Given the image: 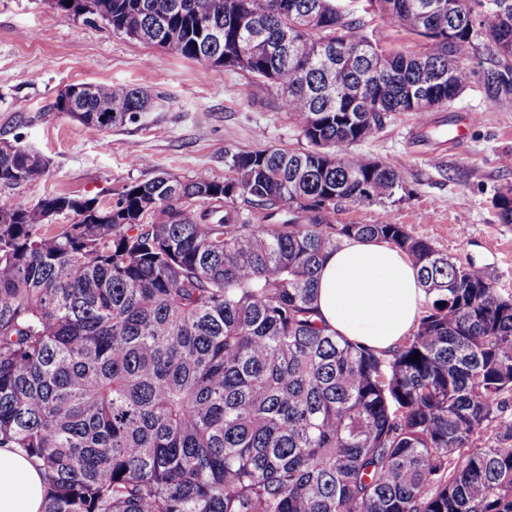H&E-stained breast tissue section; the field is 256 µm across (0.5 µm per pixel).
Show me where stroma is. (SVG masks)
<instances>
[{
    "label": "stroma",
    "mask_w": 512,
    "mask_h": 512,
    "mask_svg": "<svg viewBox=\"0 0 512 512\" xmlns=\"http://www.w3.org/2000/svg\"><path fill=\"white\" fill-rule=\"evenodd\" d=\"M361 31L390 52L418 51L421 41L367 0H342ZM472 78L451 106L420 125L411 112L391 117L358 153L395 169L403 189L382 203H345L335 224L394 219L438 250L482 269L512 293V224L497 195L512 186V96L493 97L492 73L504 58L469 49ZM73 83L140 88L152 112L117 129L88 128L46 107ZM478 121L467 125V114ZM463 136H456V127ZM17 141L50 160L39 182L10 189L17 202L66 192L116 202L125 187L168 172L182 180L231 177V158L266 148L303 151L309 144L271 95L248 75L178 58L114 34L98 18L57 14L52 0H0V140Z\"/></svg>",
    "instance_id": "stroma-1"
}]
</instances>
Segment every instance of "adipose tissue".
Wrapping results in <instances>:
<instances>
[{
    "mask_svg": "<svg viewBox=\"0 0 512 512\" xmlns=\"http://www.w3.org/2000/svg\"><path fill=\"white\" fill-rule=\"evenodd\" d=\"M427 296L417 269L399 249L376 239H348L324 259L315 304L331 331L386 351L419 322ZM41 472L23 454L0 448V512H43Z\"/></svg>",
    "mask_w": 512,
    "mask_h": 512,
    "instance_id": "adipose-tissue-1",
    "label": "adipose tissue"
}]
</instances>
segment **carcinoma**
Masks as SVG:
<instances>
[{"label":"carcinoma","mask_w":512,"mask_h":512,"mask_svg":"<svg viewBox=\"0 0 512 512\" xmlns=\"http://www.w3.org/2000/svg\"><path fill=\"white\" fill-rule=\"evenodd\" d=\"M368 2L423 50L381 49L340 0H54L64 18L98 17L263 82L312 149L236 154L222 181L164 173L113 205L0 196V447L43 470L44 512H512V295L391 218L328 221L341 203L403 189L352 146L384 127L407 85L451 105L477 43L511 59L512 0ZM308 13L324 26L293 32ZM250 25L310 54L262 56ZM323 41L354 55L321 71L310 58ZM79 88L47 111L100 129L152 110L140 88ZM491 89L512 95L511 66ZM49 165L0 141L1 186L36 183ZM238 197L267 223H247ZM496 208L512 224V188ZM64 212L72 223L43 231ZM352 238L384 240L419 268L428 301L391 351L330 332L314 305L321 262Z\"/></svg>","instance_id":"carcinoma-1"}]
</instances>
